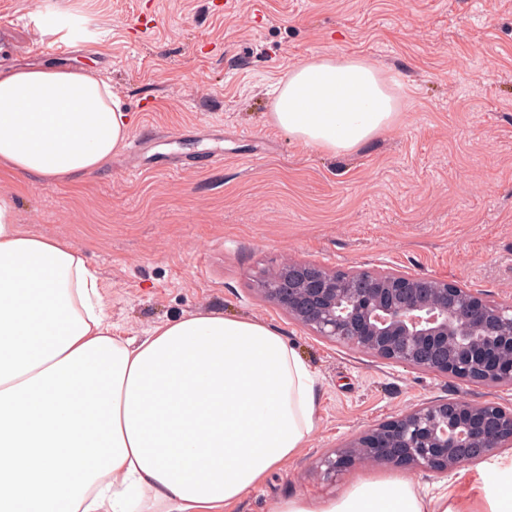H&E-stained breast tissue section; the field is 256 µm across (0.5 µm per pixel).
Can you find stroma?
I'll return each mask as SVG.
<instances>
[{"label": "stroma", "mask_w": 512, "mask_h": 512, "mask_svg": "<svg viewBox=\"0 0 512 512\" xmlns=\"http://www.w3.org/2000/svg\"><path fill=\"white\" fill-rule=\"evenodd\" d=\"M91 32L64 53L33 50L26 18ZM359 58L401 115L350 154L274 126L272 88L297 65ZM98 71L133 116L140 153L73 184L0 175L25 228L68 239L99 274L125 337L205 311L275 329L314 374L305 448L230 512L328 498L389 473L320 462L370 426L424 402L512 407V387L464 384L315 336L264 301L254 280L288 260L341 271L453 280L512 304V0H0V67ZM221 163H211L214 153ZM512 448L444 474L407 470L431 495L478 493Z\"/></svg>", "instance_id": "obj_1"}]
</instances>
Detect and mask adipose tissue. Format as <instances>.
Returning <instances> with one entry per match:
<instances>
[{"label":"adipose tissue","instance_id":"adipose-tissue-1","mask_svg":"<svg viewBox=\"0 0 512 512\" xmlns=\"http://www.w3.org/2000/svg\"><path fill=\"white\" fill-rule=\"evenodd\" d=\"M275 125L347 153L398 106L360 59L308 60L274 91ZM132 118L87 69H0V170L49 186L101 171ZM316 380L250 319L200 312L116 336L80 248L22 228L0 194V512H224L293 457L317 423ZM268 512H512V466L481 494L429 497L405 475Z\"/></svg>","mask_w":512,"mask_h":512}]
</instances>
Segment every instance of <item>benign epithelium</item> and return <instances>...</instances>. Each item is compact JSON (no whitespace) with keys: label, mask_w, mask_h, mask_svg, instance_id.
I'll use <instances>...</instances> for the list:
<instances>
[{"label":"benign epithelium","mask_w":512,"mask_h":512,"mask_svg":"<svg viewBox=\"0 0 512 512\" xmlns=\"http://www.w3.org/2000/svg\"><path fill=\"white\" fill-rule=\"evenodd\" d=\"M256 290L331 342L462 383L512 385V305L457 282L290 261L260 276ZM461 319L468 324L463 334ZM511 447V408L442 399L372 426L326 456L323 466L327 476L352 460L444 473Z\"/></svg>","instance_id":"obj_1"}]
</instances>
